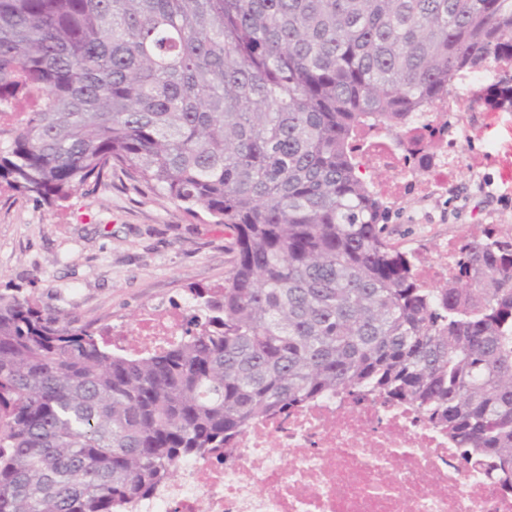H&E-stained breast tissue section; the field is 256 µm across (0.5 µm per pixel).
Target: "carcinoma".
Wrapping results in <instances>:
<instances>
[{
	"mask_svg": "<svg viewBox=\"0 0 512 512\" xmlns=\"http://www.w3.org/2000/svg\"><path fill=\"white\" fill-rule=\"evenodd\" d=\"M495 63L512 0H0V187L49 207L121 171L233 230L218 288L165 347L0 294V512H117L187 456L337 390L407 404L512 483V227L463 236L450 278L385 235L367 136Z\"/></svg>",
	"mask_w": 512,
	"mask_h": 512,
	"instance_id": "cac0c4a2",
	"label": "carcinoma"
}]
</instances>
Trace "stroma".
<instances>
[{
  "mask_svg": "<svg viewBox=\"0 0 512 512\" xmlns=\"http://www.w3.org/2000/svg\"><path fill=\"white\" fill-rule=\"evenodd\" d=\"M482 88L470 84L460 102L433 108L434 121L463 133L465 165L447 186L411 194L393 174L381 177L388 238L401 249L426 258L469 227L512 226V180L501 171L512 154V112L493 107ZM234 259L232 230L132 190L118 171L54 208L0 193V292L31 296L79 327L133 330L143 311L186 303L190 286L222 284Z\"/></svg>",
  "mask_w": 512,
  "mask_h": 512,
  "instance_id": "stroma-1",
  "label": "stroma"
}]
</instances>
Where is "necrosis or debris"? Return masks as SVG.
<instances>
[{
  "label": "necrosis or debris",
  "mask_w": 512,
  "mask_h": 512,
  "mask_svg": "<svg viewBox=\"0 0 512 512\" xmlns=\"http://www.w3.org/2000/svg\"><path fill=\"white\" fill-rule=\"evenodd\" d=\"M183 311L143 313L130 351L174 339ZM126 512H512V490L414 410L331 393L251 425L223 460L181 462Z\"/></svg>",
  "instance_id": "obj_1"
}]
</instances>
